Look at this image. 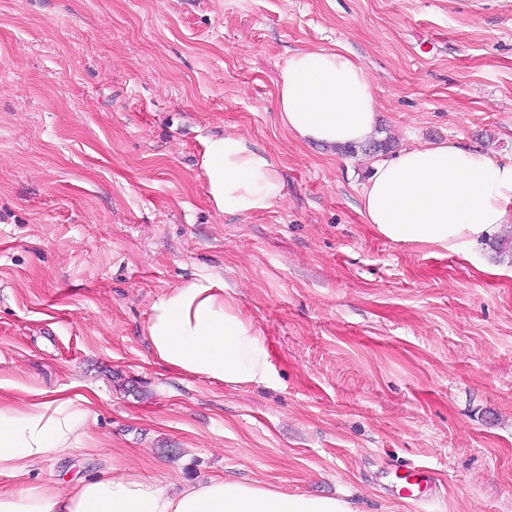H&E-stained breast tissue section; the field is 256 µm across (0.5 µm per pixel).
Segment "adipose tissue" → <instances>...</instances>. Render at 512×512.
<instances>
[{
    "instance_id": "adipose-tissue-1",
    "label": "adipose tissue",
    "mask_w": 512,
    "mask_h": 512,
    "mask_svg": "<svg viewBox=\"0 0 512 512\" xmlns=\"http://www.w3.org/2000/svg\"><path fill=\"white\" fill-rule=\"evenodd\" d=\"M277 108L282 126L300 142L328 150L370 140L378 126L373 87L363 63L343 46L291 54L281 72ZM209 194L219 211L251 213L282 199V180L267 153L239 135L203 142ZM360 191L359 212L387 240L431 246L469 257L507 221L512 162L445 143H423L376 159ZM144 335L167 370L228 386L265 377L270 364L253 322L224 294V277L202 270L157 297ZM89 398L32 392L0 401V473L21 472L93 442ZM0 512H351L332 496L288 494L262 484L212 478L172 488L141 478L117 462L67 489L38 480L0 493Z\"/></svg>"
}]
</instances>
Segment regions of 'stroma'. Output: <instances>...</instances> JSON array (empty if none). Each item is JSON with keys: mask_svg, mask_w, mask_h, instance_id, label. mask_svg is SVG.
<instances>
[{"mask_svg": "<svg viewBox=\"0 0 512 512\" xmlns=\"http://www.w3.org/2000/svg\"><path fill=\"white\" fill-rule=\"evenodd\" d=\"M345 45L389 153L421 142L512 159V0H0V379L71 386L90 448L0 491L117 460L145 479L254 480L352 512H512V252L497 273L393 244L359 214L372 154L282 127L280 70ZM234 133L283 182L219 212L202 139ZM202 268L270 355L229 387L166 370L152 302ZM426 463L428 502L381 467Z\"/></svg>", "mask_w": 512, "mask_h": 512, "instance_id": "1", "label": "stroma"}]
</instances>
